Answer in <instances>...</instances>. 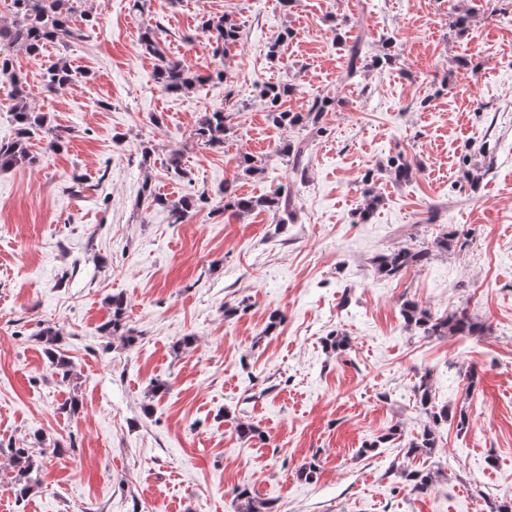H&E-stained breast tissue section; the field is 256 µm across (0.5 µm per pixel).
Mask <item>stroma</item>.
<instances>
[{"instance_id":"35a3bbf8","label":"stroma","mask_w":512,"mask_h":512,"mask_svg":"<svg viewBox=\"0 0 512 512\" xmlns=\"http://www.w3.org/2000/svg\"><path fill=\"white\" fill-rule=\"evenodd\" d=\"M470 9L463 29L450 22ZM78 38L37 57L14 51L30 100L64 130L55 153L41 137L33 168L0 171V448L59 442L39 482L16 501L0 486V512H233L238 488L275 512H489L512 502V0H84ZM229 15L241 39L214 54L204 20ZM152 26L166 57L198 74L226 71L178 94L155 79L139 44ZM293 37L280 55L271 45ZM370 61L343 83L358 31ZM74 70L49 92L57 58ZM290 85L289 110L332 102L326 133L268 119L264 82ZM224 110L223 149L190 137ZM307 142L303 174L280 150ZM154 152L143 159L142 144ZM183 154L182 175L166 169ZM259 173L238 175L240 154ZM404 155L412 178L395 183ZM483 179L471 190L467 173ZM287 192L295 212L225 215L223 189ZM151 185L197 198L184 221L142 204ZM381 200L359 220L363 191ZM436 221L424 223L432 205ZM448 248L435 242L448 230ZM398 247L432 248L423 267L395 277L374 260ZM123 295L138 342L101 336L108 296ZM412 300L435 316L467 311L480 336L425 337L407 327ZM62 330L74 376L55 377L37 339ZM348 337L331 352L327 337ZM191 346L177 348L183 337ZM430 373L437 405L465 411L467 430L445 425L428 490L397 475L426 417L415 385ZM477 383H470V376ZM169 386L151 397L155 382ZM83 402L60 413L70 396ZM251 423L263 441L241 438ZM395 438L366 451L390 428ZM316 461L315 481L298 477Z\"/></svg>"}]
</instances>
